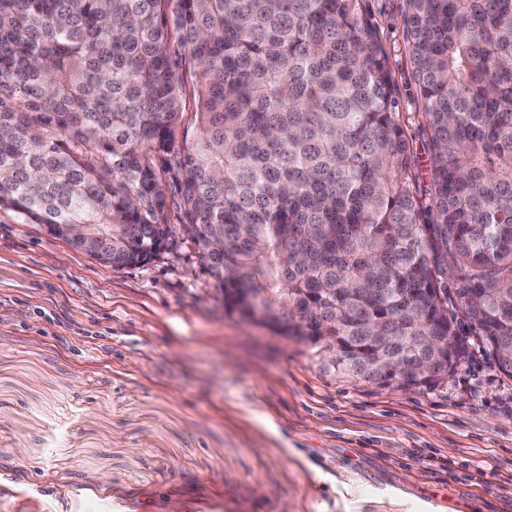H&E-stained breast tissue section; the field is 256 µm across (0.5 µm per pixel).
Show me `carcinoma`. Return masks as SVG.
Wrapping results in <instances>:
<instances>
[{
	"label": "carcinoma",
	"instance_id": "cac0c4a2",
	"mask_svg": "<svg viewBox=\"0 0 512 512\" xmlns=\"http://www.w3.org/2000/svg\"><path fill=\"white\" fill-rule=\"evenodd\" d=\"M405 2L425 194L361 0H0V210L88 225L114 268L173 218L222 237L200 257L225 305L288 301L355 377L403 336L460 356L459 317L511 376L512 0Z\"/></svg>",
	"mask_w": 512,
	"mask_h": 512
}]
</instances>
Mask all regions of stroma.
<instances>
[{
    "instance_id": "stroma-1",
    "label": "stroma",
    "mask_w": 512,
    "mask_h": 512,
    "mask_svg": "<svg viewBox=\"0 0 512 512\" xmlns=\"http://www.w3.org/2000/svg\"><path fill=\"white\" fill-rule=\"evenodd\" d=\"M400 112L404 0H362ZM409 392L227 309L195 243L102 266L0 211V512H512V377Z\"/></svg>"
}]
</instances>
